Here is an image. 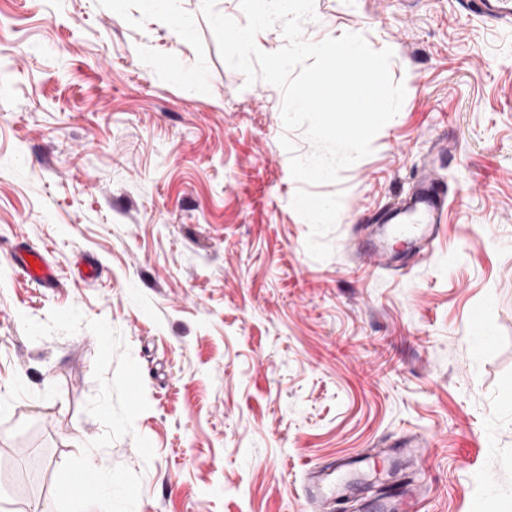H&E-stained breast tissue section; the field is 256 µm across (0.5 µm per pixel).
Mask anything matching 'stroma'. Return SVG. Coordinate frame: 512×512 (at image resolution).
I'll return each mask as SVG.
<instances>
[{
  "label": "stroma",
  "mask_w": 512,
  "mask_h": 512,
  "mask_svg": "<svg viewBox=\"0 0 512 512\" xmlns=\"http://www.w3.org/2000/svg\"><path fill=\"white\" fill-rule=\"evenodd\" d=\"M201 3L159 19L142 0H0V512H49L60 467L105 431L85 410L95 335L23 329L69 307L142 370L152 459L135 435L93 452L140 475L135 512H305L306 472L349 461L367 512L408 484L421 512H512V21L465 0H314L303 40L391 49L406 96L371 155L306 185L280 139L313 145L285 130L282 90L225 64ZM440 138L432 253L372 270L366 219ZM304 196L328 202L321 221ZM19 249L54 287L13 267ZM406 435L437 446L404 463L389 446ZM30 259H33V262H30ZM15 263L27 278L41 286H47L56 280L54 268L39 251L29 250L25 257L15 258Z\"/></svg>",
  "instance_id": "stroma-1"
}]
</instances>
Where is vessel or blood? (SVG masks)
<instances>
[{
    "instance_id": "1",
    "label": "vessel or blood",
    "mask_w": 512,
    "mask_h": 512,
    "mask_svg": "<svg viewBox=\"0 0 512 512\" xmlns=\"http://www.w3.org/2000/svg\"><path fill=\"white\" fill-rule=\"evenodd\" d=\"M472 3L481 17L490 20L512 18V0H472ZM447 156V143L435 142L406 194L372 217L377 242L368 250L367 256L373 268L388 270L396 263L397 256L392 248L396 239L405 242L409 254L422 257L431 253L442 218L448 210L445 182L437 172L439 163ZM17 264L27 278L39 285L46 286L56 280L54 268L39 251H27ZM304 496L308 505L316 507L335 501L336 487L327 475L312 471L304 484Z\"/></svg>"
}]
</instances>
